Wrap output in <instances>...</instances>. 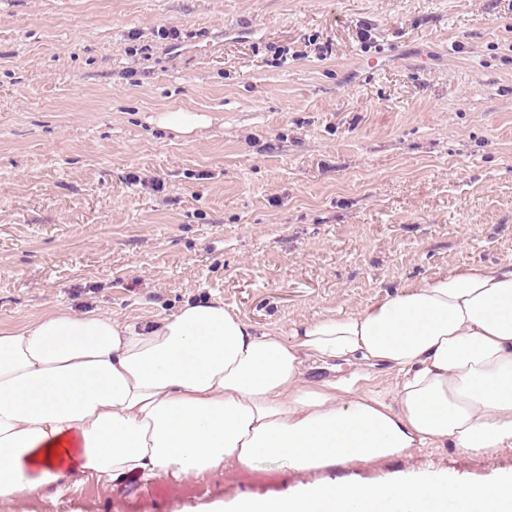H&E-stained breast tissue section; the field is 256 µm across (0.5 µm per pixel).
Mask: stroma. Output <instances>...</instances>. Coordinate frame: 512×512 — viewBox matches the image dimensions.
Segmentation results:
<instances>
[{
    "instance_id": "35a3bbf8",
    "label": "stroma",
    "mask_w": 512,
    "mask_h": 512,
    "mask_svg": "<svg viewBox=\"0 0 512 512\" xmlns=\"http://www.w3.org/2000/svg\"><path fill=\"white\" fill-rule=\"evenodd\" d=\"M175 103L211 125L151 124ZM506 262L512 0H0L1 328L214 298L285 331ZM511 470L512 449L417 448L85 481L0 512H209L324 480Z\"/></svg>"
}]
</instances>
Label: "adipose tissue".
Masks as SVG:
<instances>
[{
	"label": "adipose tissue",
	"instance_id": "adipose-tissue-1",
	"mask_svg": "<svg viewBox=\"0 0 512 512\" xmlns=\"http://www.w3.org/2000/svg\"><path fill=\"white\" fill-rule=\"evenodd\" d=\"M339 362L354 376L311 379ZM447 447L512 448L511 262L409 283L285 334L218 299L156 320L58 309L0 328V501L59 497L88 477L356 467ZM213 512H512V472L491 486L447 473L324 481Z\"/></svg>",
	"mask_w": 512,
	"mask_h": 512
}]
</instances>
